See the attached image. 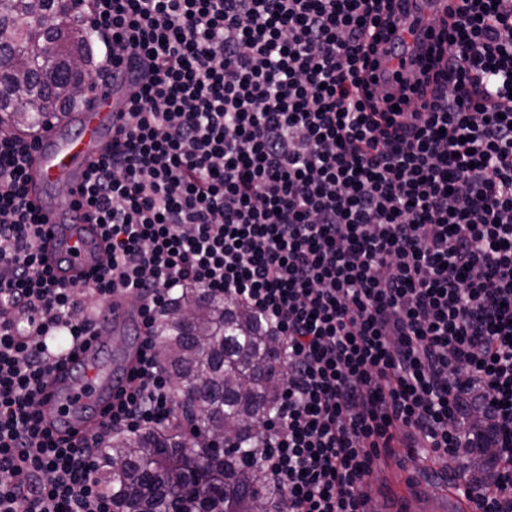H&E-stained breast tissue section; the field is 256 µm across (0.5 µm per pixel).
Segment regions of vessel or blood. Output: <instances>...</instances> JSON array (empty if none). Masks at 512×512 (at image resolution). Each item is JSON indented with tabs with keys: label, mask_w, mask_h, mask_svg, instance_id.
I'll return each instance as SVG.
<instances>
[{
	"label": "vessel or blood",
	"mask_w": 512,
	"mask_h": 512,
	"mask_svg": "<svg viewBox=\"0 0 512 512\" xmlns=\"http://www.w3.org/2000/svg\"><path fill=\"white\" fill-rule=\"evenodd\" d=\"M402 4L404 10L391 35L399 50L379 57L375 68L381 83L395 95L419 78L442 31L441 20L456 11L459 0H402ZM124 109V95L112 87H102L83 110L74 131L48 129L35 146L27 170L28 189L46 219L45 257L54 273L78 279L104 258L98 226L71 224L67 217L90 164L111 144ZM49 187L60 192V206L46 204L44 191ZM131 316L127 299L114 296L106 334L89 339L76 355H63L46 375L40 393L41 418L53 433L77 440L108 419L113 403L129 386L138 344L129 342L111 365L104 363L103 355L110 348L111 334L119 332Z\"/></svg>",
	"instance_id": "b4317fda"
}]
</instances>
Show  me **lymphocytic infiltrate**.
Listing matches in <instances>:
<instances>
[{
	"mask_svg": "<svg viewBox=\"0 0 512 512\" xmlns=\"http://www.w3.org/2000/svg\"><path fill=\"white\" fill-rule=\"evenodd\" d=\"M405 115L366 74L391 0H83L101 79L134 91L81 191L105 259L45 263L34 138L0 132V512H109L113 434L170 423L153 330L188 287L263 318L284 363L252 465L288 512H369L394 445L455 460L488 424L498 472L466 484L512 512V0H460ZM131 299L132 383L78 442L38 420L50 339Z\"/></svg>",
	"mask_w": 512,
	"mask_h": 512,
	"instance_id": "lymphocytic-infiltrate-1",
	"label": "lymphocytic infiltrate"
}]
</instances>
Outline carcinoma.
I'll return each mask as SVG.
<instances>
[{
    "mask_svg": "<svg viewBox=\"0 0 512 512\" xmlns=\"http://www.w3.org/2000/svg\"><path fill=\"white\" fill-rule=\"evenodd\" d=\"M0 0V130L36 131L63 123L78 102L72 86L92 63V37L77 0ZM27 61L34 112L12 111ZM157 353L183 403L161 430L115 434L99 456L97 478L120 512H281L282 493L246 464L254 423L279 396L281 354L257 315L193 288L172 301L154 329ZM216 432L239 449L212 440Z\"/></svg>",
    "mask_w": 512,
    "mask_h": 512,
    "instance_id": "cac0c4a2",
    "label": "carcinoma"
}]
</instances>
